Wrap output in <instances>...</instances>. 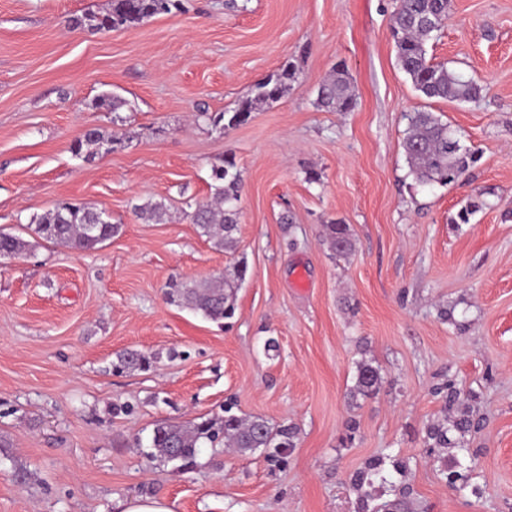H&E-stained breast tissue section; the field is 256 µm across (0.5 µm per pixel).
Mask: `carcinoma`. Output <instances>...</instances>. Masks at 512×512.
I'll use <instances>...</instances> for the list:
<instances>
[{
	"label": "carcinoma",
	"instance_id": "cac0c4a2",
	"mask_svg": "<svg viewBox=\"0 0 512 512\" xmlns=\"http://www.w3.org/2000/svg\"><path fill=\"white\" fill-rule=\"evenodd\" d=\"M182 9V0H110L102 14H86L72 20L77 28L93 32L112 31L141 23L160 14H172ZM449 15V0H395L392 13L391 37L396 48L397 62L409 76L415 89L427 99L475 100L482 88L471 79L448 68L443 63L427 59V43L445 26ZM295 81V66L289 62L276 73L255 84L237 108L224 112L205 109L198 118L222 130L237 127L251 116L254 109L278 101ZM317 106L331 112H349L355 104L352 79L348 70L336 66L317 90ZM409 126L404 139V150L409 174L420 186H446L457 181L470 167L472 154L464 150L448 129V123L433 113L417 110L408 115ZM120 143L116 137H105L97 129H90L77 141L73 152L95 157V148L107 146L114 150ZM214 197L211 201L195 205L188 214L199 233L219 249L236 246L238 203L241 197L242 173L234 160L226 158L212 166ZM103 213L83 204L62 202L43 216L33 220L34 231L56 244L74 249L92 251L119 233L120 225L102 224ZM327 241L338 254L352 249L349 227L346 224L327 225ZM28 242L21 237L0 232V255L14 256L24 252ZM247 268H237L235 279H216L172 282L167 292L172 302H182L203 318L221 322L235 312L236 290L244 281ZM121 363L128 369H146L151 359L139 351L121 355ZM380 379L377 369L369 364L358 367L356 390L367 393ZM446 419L428 428V439L434 448H447L448 485L459 492L481 494L470 483L472 455L466 447V436L484 427L483 418L471 405L460 400V391L454 380L446 385ZM224 433V443L241 454L258 448H294L296 427L275 428L268 421L254 417L243 419L226 415L216 423L212 420L188 423H162L157 425L150 439L153 452L150 458L163 462L193 459L204 442H212L218 432ZM393 484L392 474L384 468V458H375L351 478V488L363 505H368L374 485Z\"/></svg>",
	"mask_w": 512,
	"mask_h": 512
}]
</instances>
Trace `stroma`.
<instances>
[{
	"mask_svg": "<svg viewBox=\"0 0 512 512\" xmlns=\"http://www.w3.org/2000/svg\"><path fill=\"white\" fill-rule=\"evenodd\" d=\"M106 6L0 0V229L29 243L0 258V512H114L140 495L175 512H362L350 479L376 457L406 464L410 512H512V0H450L427 46L483 87L472 102L415 90L396 62L393 0H183L116 31L72 27ZM288 61V95L245 124L197 119L236 108ZM340 63L356 105L330 112L317 88ZM105 95L121 107H99ZM417 110L474 151L466 176H409ZM93 128L123 146L74 155ZM226 157L243 190L237 246L223 251L186 209L210 200ZM65 201L108 213L119 233L84 252L31 230ZM148 202L165 203L164 221L139 217ZM331 222L349 225L348 255L329 249ZM242 263L224 325L166 297L171 280ZM129 350L151 368H120ZM362 362L381 376L366 395ZM450 378L486 419L467 439L479 498L449 487L448 452L427 438ZM229 403L295 425V448L150 459L156 424Z\"/></svg>",
	"mask_w": 512,
	"mask_h": 512,
	"instance_id": "35a3bbf8",
	"label": "stroma"
}]
</instances>
